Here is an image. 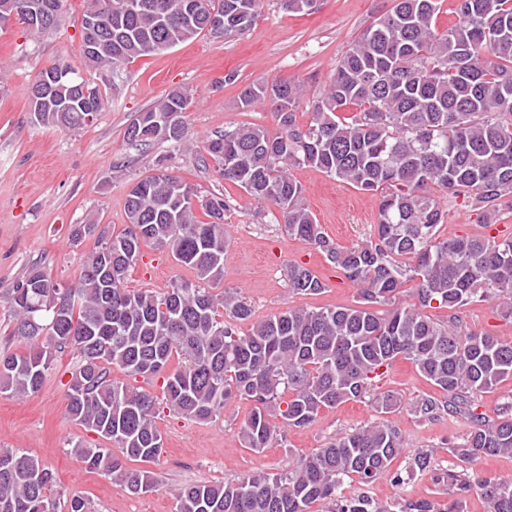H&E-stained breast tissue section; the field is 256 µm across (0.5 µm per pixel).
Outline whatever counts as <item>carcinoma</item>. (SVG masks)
<instances>
[{
  "label": "carcinoma",
  "instance_id": "cac0c4a2",
  "mask_svg": "<svg viewBox=\"0 0 512 512\" xmlns=\"http://www.w3.org/2000/svg\"><path fill=\"white\" fill-rule=\"evenodd\" d=\"M53 28L64 0H28ZM81 26L99 22L98 51L81 37L91 64L120 67L202 33L243 35L264 0H83ZM336 59L328 85L314 98L307 124L297 109L302 82L252 83L236 106L269 104L276 131L239 125L207 140L218 179L254 201L272 204L283 230L339 269L357 288L354 305L299 306L253 320L254 310L226 288L230 196L198 195L195 185L161 166L137 179L125 201L127 224H74L76 244L94 239L77 283L52 280L39 264L5 292L8 336L24 344L0 352V394L38 393L63 353L79 361L68 381L65 412L113 448L83 439L69 453L135 496L156 491L154 472L129 466L164 453L156 410L165 404L200 422L224 415L229 402L253 403L239 438L260 452L281 428L301 429L326 409L367 402L390 414L402 398L374 390L373 375L403 358L444 395L418 401L422 418L464 414L471 429L449 452L464 463L512 457V413L494 419L475 412L471 397L512 379V340L487 331L461 336L455 325L429 313L456 311L494 299L512 320V234L439 236L448 223L443 196L466 197L488 228L512 212V0H453L454 20L439 28L442 0H393ZM32 84L52 98L37 108L45 126L87 125L85 111L105 108L100 89L65 63L42 69ZM90 90L76 95V86ZM192 93L170 89L128 125L127 141L140 147L186 140ZM206 156V157H208ZM200 156L201 162H206ZM316 168L378 198L369 240L341 247L306 205L291 170ZM150 247L194 270L161 293L126 286L128 273ZM288 288L318 296L326 284L311 268L288 264ZM408 300L403 301L401 297ZM163 378L162 396L112 378ZM404 453L402 434L382 419L355 428L280 473L256 471L220 483L195 482L176 493L175 512H464L475 492L487 512H512V480L477 471H446L448 503L427 499L383 505L365 494L346 496L345 479L367 486ZM434 466L433 453L416 452L407 471ZM0 512H90L80 495L58 489L54 472L28 452L0 451Z\"/></svg>",
  "mask_w": 512,
  "mask_h": 512
}]
</instances>
